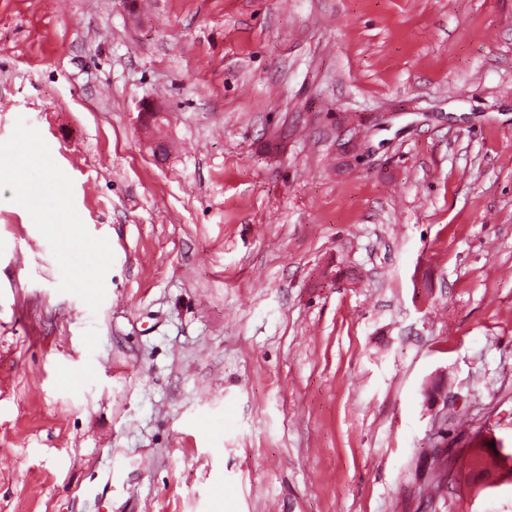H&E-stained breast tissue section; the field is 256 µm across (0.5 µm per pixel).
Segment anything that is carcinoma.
I'll list each match as a JSON object with an SVG mask.
<instances>
[{"mask_svg":"<svg viewBox=\"0 0 512 512\" xmlns=\"http://www.w3.org/2000/svg\"><path fill=\"white\" fill-rule=\"evenodd\" d=\"M477 432L465 448H435L432 467L427 472L428 492L424 497L426 512H445L463 498V489L471 488L473 478L483 483L481 491L512 484V451Z\"/></svg>","mask_w":512,"mask_h":512,"instance_id":"carcinoma-1","label":"carcinoma"}]
</instances>
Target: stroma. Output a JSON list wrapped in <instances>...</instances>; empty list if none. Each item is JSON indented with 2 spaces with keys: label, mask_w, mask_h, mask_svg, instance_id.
Listing matches in <instances>:
<instances>
[{
  "label": "stroma",
  "mask_w": 512,
  "mask_h": 512,
  "mask_svg": "<svg viewBox=\"0 0 512 512\" xmlns=\"http://www.w3.org/2000/svg\"><path fill=\"white\" fill-rule=\"evenodd\" d=\"M138 3L0 0V512H417L438 378L512 448V0Z\"/></svg>",
  "instance_id": "obj_1"
}]
</instances>
